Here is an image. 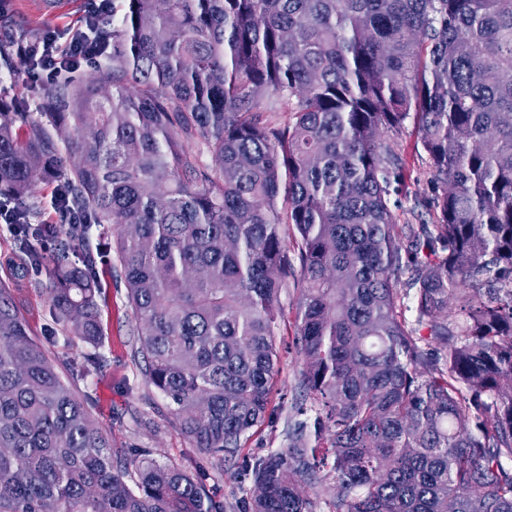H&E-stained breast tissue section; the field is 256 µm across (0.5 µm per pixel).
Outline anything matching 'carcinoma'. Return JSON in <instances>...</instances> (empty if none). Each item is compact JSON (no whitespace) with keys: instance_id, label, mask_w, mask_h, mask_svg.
<instances>
[{"instance_id":"obj_1","label":"carcinoma","mask_w":512,"mask_h":512,"mask_svg":"<svg viewBox=\"0 0 512 512\" xmlns=\"http://www.w3.org/2000/svg\"><path fill=\"white\" fill-rule=\"evenodd\" d=\"M38 112L0 100L17 272L51 240L58 324L95 347L96 267L117 260L135 354L205 452L235 456L269 416L294 229L311 406L245 462L263 493L244 512H316L330 490L332 512H512V0H112V52ZM410 118L435 224L392 210ZM35 177L76 223L36 220ZM137 454L130 480L0 287V512H224Z\"/></svg>"}]
</instances>
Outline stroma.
I'll return each instance as SVG.
<instances>
[{
    "label": "stroma",
    "mask_w": 512,
    "mask_h": 512,
    "mask_svg": "<svg viewBox=\"0 0 512 512\" xmlns=\"http://www.w3.org/2000/svg\"><path fill=\"white\" fill-rule=\"evenodd\" d=\"M73 2L72 9L49 17L39 11L35 0H11L8 12L0 15V41H31L48 29L56 31L60 40H67L72 28L86 15L87 0ZM393 141L395 150L405 162L408 176V194L395 211L398 223H436L437 214L430 205L436 183L426 155L417 147L418 133L413 122H406ZM20 256L19 242L7 226L0 223V281L12 288L14 301L33 339L57 335V342L48 347L49 356L70 383L76 397L90 398L92 416L108 434L113 448L153 449L156 459L202 475L210 495L223 502L224 512H241L243 500L252 493V485L249 480L236 477L239 459L263 456L287 444L288 419L293 414L297 382L303 368L294 345L302 286L299 276L289 277L278 297L281 320L277 342L281 374L271 395L270 415L243 442L237 458L222 462L217 456L195 448L185 437L175 414L146 376L142 359L134 354L132 329L135 318L123 285L108 272H101L105 301L100 313L104 332L100 352L106 365L82 374L78 368L91 354V346L60 340L61 327L52 314L45 270L33 268L27 276H17Z\"/></svg>",
    "instance_id": "obj_1"
}]
</instances>
